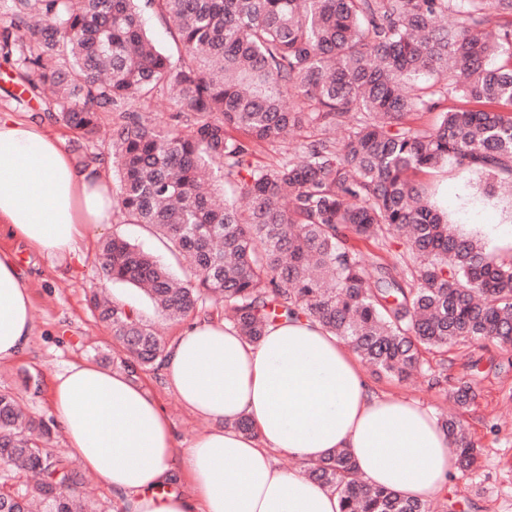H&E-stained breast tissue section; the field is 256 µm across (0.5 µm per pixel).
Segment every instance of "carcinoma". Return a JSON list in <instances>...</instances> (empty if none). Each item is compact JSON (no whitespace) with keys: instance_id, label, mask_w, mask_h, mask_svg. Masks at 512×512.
Wrapping results in <instances>:
<instances>
[{"instance_id":"cac0c4a2","label":"carcinoma","mask_w":512,"mask_h":512,"mask_svg":"<svg viewBox=\"0 0 512 512\" xmlns=\"http://www.w3.org/2000/svg\"><path fill=\"white\" fill-rule=\"evenodd\" d=\"M0 56L44 117L76 134L87 166L119 179L114 212L185 262V278L120 234L101 245L106 282L142 291L167 319L209 305L248 341L290 315L317 322L377 372L429 370L460 341L512 348V255L456 232L413 175L452 163L512 183V0H3ZM152 10L175 54L147 33ZM176 93L168 121L142 108ZM453 98L459 105L442 108ZM440 111L436 125L414 124ZM104 112L119 113L96 151ZM341 128V138L333 131ZM315 135L271 163L257 148ZM406 239L413 264L367 267L357 243ZM129 375L165 345L124 306L93 295ZM469 470L479 450L440 421ZM55 424L0 391V461L41 475L45 512H95L81 477L45 445ZM341 512H431L363 480L345 448L307 468ZM29 503L0 485V512Z\"/></svg>"}]
</instances>
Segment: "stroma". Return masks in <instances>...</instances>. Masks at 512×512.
I'll list each match as a JSON object with an SVG mask.
<instances>
[{
  "instance_id": "stroma-1",
  "label": "stroma",
  "mask_w": 512,
  "mask_h": 512,
  "mask_svg": "<svg viewBox=\"0 0 512 512\" xmlns=\"http://www.w3.org/2000/svg\"><path fill=\"white\" fill-rule=\"evenodd\" d=\"M41 108L10 64L0 60V115L29 122L40 119ZM416 179L428 187L433 201L447 210L458 232L481 237L493 253L512 252V245L497 233L512 217V207L487 198L488 179L462 173L452 165L418 173ZM115 232L162 260L170 258L154 236L117 218L105 227H89L74 254L64 260L38 254L17 238L0 237V250L14 253L26 276L34 324L28 349L15 360L0 363V389L18 394L33 413L50 416V377L54 372L71 362L98 364L103 356L117 354L110 329L88 303L93 289L106 287L113 300L131 307L151 324L165 344H172L184 328L183 323L159 316L135 289L101 283L99 247ZM430 366L431 374L405 382L369 367L363 373L378 391L416 401L437 415L447 411L456 387L464 383L472 387L475 399L462 421L480 455L470 471L456 473L447 492L432 499L434 512H512V350L490 341L461 342L448 351L446 363L434 359ZM140 378L167 414L176 448L188 447L209 428V420L183 407L162 371H147Z\"/></svg>"
}]
</instances>
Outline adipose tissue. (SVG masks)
<instances>
[{
  "label": "adipose tissue",
  "instance_id": "obj_1",
  "mask_svg": "<svg viewBox=\"0 0 512 512\" xmlns=\"http://www.w3.org/2000/svg\"><path fill=\"white\" fill-rule=\"evenodd\" d=\"M112 215L104 177L42 129L0 116V230L64 257ZM32 333L24 277L0 252V362L21 355ZM163 369L192 413L217 422L180 452L162 409L127 373L77 361L50 384L69 453L131 496L135 512H340L336 494L279 469L277 452L313 464L347 449L368 483L422 501L458 470L433 414L372 390L353 354L318 323L283 320L253 344L224 322L196 320L168 347ZM244 416L255 436L234 428ZM180 476L191 494L173 491Z\"/></svg>",
  "mask_w": 512,
  "mask_h": 512
}]
</instances>
